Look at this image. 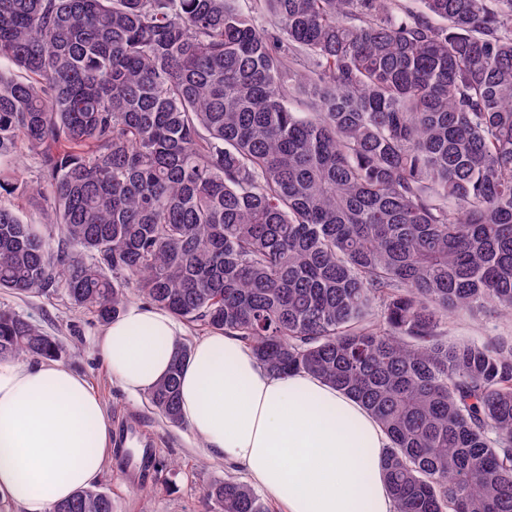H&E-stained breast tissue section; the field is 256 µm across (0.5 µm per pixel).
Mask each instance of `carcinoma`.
Segmentation results:
<instances>
[{
	"instance_id": "cac0c4a2",
	"label": "carcinoma",
	"mask_w": 512,
	"mask_h": 512,
	"mask_svg": "<svg viewBox=\"0 0 512 512\" xmlns=\"http://www.w3.org/2000/svg\"><path fill=\"white\" fill-rule=\"evenodd\" d=\"M236 2L0 0V157L48 201L43 232L0 203V290L102 323L135 291L356 399L396 512H512V342L442 336L512 317V0ZM190 351L148 392L172 425ZM62 353L0 307V360ZM444 334L448 338V343L485 341L495 336H512V322L507 318L486 320L481 317L456 314L448 319Z\"/></svg>"
}]
</instances>
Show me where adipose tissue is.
<instances>
[{"label":"adipose tissue","instance_id":"adipose-tissue-1","mask_svg":"<svg viewBox=\"0 0 512 512\" xmlns=\"http://www.w3.org/2000/svg\"><path fill=\"white\" fill-rule=\"evenodd\" d=\"M182 334L167 311L132 304L98 347L138 395L167 374ZM180 405L205 447L285 512H395L378 421L315 376L269 374L237 337L194 343ZM111 454L112 421L83 376L52 360L0 362V499L46 512L93 486Z\"/></svg>","mask_w":512,"mask_h":512}]
</instances>
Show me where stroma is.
I'll list each match as a JSON object with an SVG mask.
<instances>
[{
	"label": "stroma",
	"instance_id": "1",
	"mask_svg": "<svg viewBox=\"0 0 512 512\" xmlns=\"http://www.w3.org/2000/svg\"><path fill=\"white\" fill-rule=\"evenodd\" d=\"M24 187L0 201L14 208L24 220L39 221L45 201L38 195L39 160L29 153L17 159ZM0 307H10L35 321L55 336L68 350L64 365L84 376L101 397L112 417L114 433L137 425L140 434L155 449L152 472L146 482L131 484L120 476L126 465L122 452H113L99 487L112 496L113 512H203L202 495L211 484L232 476L245 479L242 469L228 466L192 433L189 425L173 426L158 416L147 396L127 393L102 361L97 338L103 325L91 315L78 311L64 295L52 298H19L0 291ZM449 342L484 341L495 336H512V321L487 320L465 314L449 318L444 330Z\"/></svg>",
	"mask_w": 512,
	"mask_h": 512
}]
</instances>
